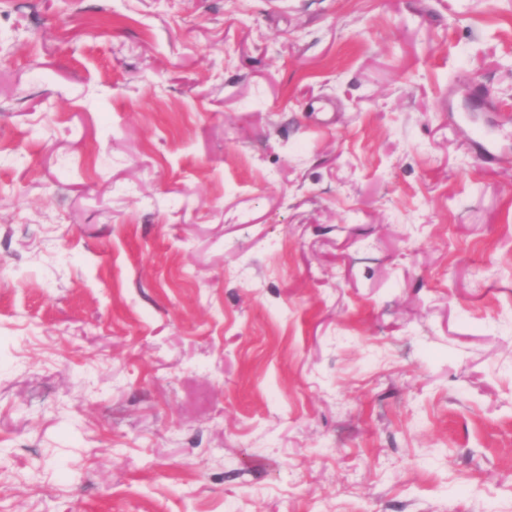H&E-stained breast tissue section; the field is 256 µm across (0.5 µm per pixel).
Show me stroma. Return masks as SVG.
<instances>
[{
  "mask_svg": "<svg viewBox=\"0 0 512 512\" xmlns=\"http://www.w3.org/2000/svg\"><path fill=\"white\" fill-rule=\"evenodd\" d=\"M0 512H512V0H0Z\"/></svg>",
  "mask_w": 512,
  "mask_h": 512,
  "instance_id": "1",
  "label": "stroma"
}]
</instances>
